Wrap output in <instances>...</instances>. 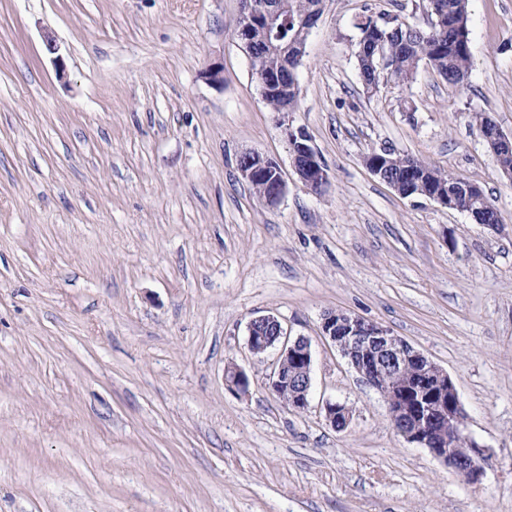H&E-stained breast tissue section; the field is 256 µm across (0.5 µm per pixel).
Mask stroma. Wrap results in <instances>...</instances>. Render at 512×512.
I'll use <instances>...</instances> for the list:
<instances>
[{
  "instance_id": "35a3bbf8",
  "label": "stroma",
  "mask_w": 512,
  "mask_h": 512,
  "mask_svg": "<svg viewBox=\"0 0 512 512\" xmlns=\"http://www.w3.org/2000/svg\"><path fill=\"white\" fill-rule=\"evenodd\" d=\"M240 9L0 0V512H512V183L471 124L512 134V0H471L464 85L423 63L373 93L357 22L425 25L421 0H325L291 115L329 171L316 193L290 172ZM381 149L479 185L498 228L398 195L364 164ZM246 151L286 170L277 204L241 178ZM332 310L448 372L489 457L480 484L395 432L321 337ZM267 314L311 343L304 411L267 389L275 352L248 349ZM230 362L248 392L225 385Z\"/></svg>"
}]
</instances>
